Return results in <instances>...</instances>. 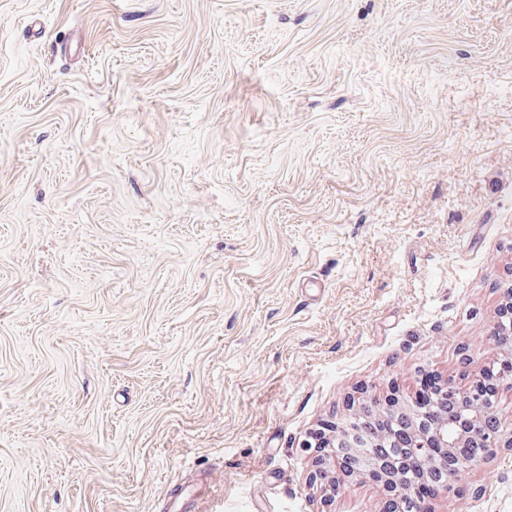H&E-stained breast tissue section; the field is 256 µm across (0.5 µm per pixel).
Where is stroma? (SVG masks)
Listing matches in <instances>:
<instances>
[{
    "label": "stroma",
    "mask_w": 512,
    "mask_h": 512,
    "mask_svg": "<svg viewBox=\"0 0 512 512\" xmlns=\"http://www.w3.org/2000/svg\"><path fill=\"white\" fill-rule=\"evenodd\" d=\"M510 299L512 0H0V512H384L310 432Z\"/></svg>",
    "instance_id": "stroma-1"
}]
</instances>
